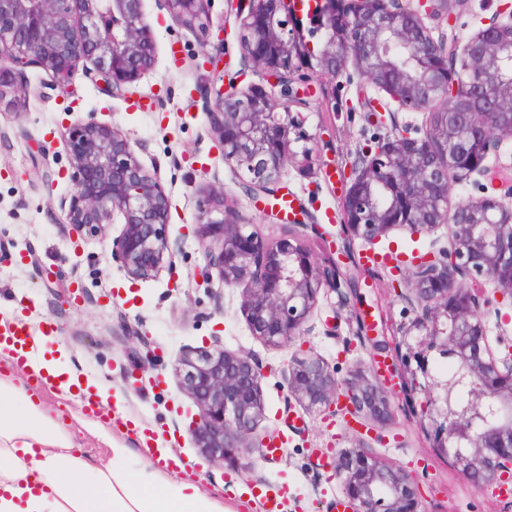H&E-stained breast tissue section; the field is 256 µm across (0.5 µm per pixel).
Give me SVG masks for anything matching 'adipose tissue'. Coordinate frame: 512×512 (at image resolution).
<instances>
[{"label": "adipose tissue", "instance_id": "obj_1", "mask_svg": "<svg viewBox=\"0 0 512 512\" xmlns=\"http://www.w3.org/2000/svg\"><path fill=\"white\" fill-rule=\"evenodd\" d=\"M100 436L111 458L91 455L51 407L0 374V512H215L196 483L131 469L130 449Z\"/></svg>", "mask_w": 512, "mask_h": 512}]
</instances>
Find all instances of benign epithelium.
<instances>
[{
    "instance_id": "obj_1",
    "label": "benign epithelium",
    "mask_w": 512,
    "mask_h": 512,
    "mask_svg": "<svg viewBox=\"0 0 512 512\" xmlns=\"http://www.w3.org/2000/svg\"><path fill=\"white\" fill-rule=\"evenodd\" d=\"M173 20L206 36L224 24L211 18L212 0H162ZM238 37L262 68L264 86L229 84L216 94L210 128L224 163L234 167L248 195L259 198L277 184L288 161L309 160L316 138L301 131L307 72L334 79L353 64L362 79L411 109H432L417 138L404 129L361 152L346 190L343 252L315 262L295 239L269 244L260 225L230 208L224 192L204 197L194 235L203 250L199 269L206 287L243 288L252 336L286 347L308 332L321 288L347 304L359 284L350 245L370 243L396 227L420 233L448 224L450 245L404 271L408 307L397 326L400 359L392 361L399 391L420 401L421 422L434 446L484 488L512 467V359L488 343L479 286L493 281L512 299V186L501 196L461 198L454 189L484 173L490 150L512 139V16L494 20L465 42L436 41L409 0H237ZM405 51L395 63L388 47ZM156 43L143 0H0V107L17 109L16 75L43 70L62 92L77 74L94 73L121 94L153 64ZM71 194L61 200L66 223L80 234L123 224L112 240V259L128 278L147 280L173 268L167 229L171 198L155 169L138 159L116 125L90 115L64 128ZM451 358L457 371L439 377L435 357ZM154 352H134L141 371ZM179 387L196 405L192 431L213 464L260 446L254 437L263 416L261 374L251 357L223 347L183 354ZM288 391L307 412L323 413L342 395L366 421L392 420V389L374 372L336 369L315 354L288 365ZM353 512H422L410 474L381 465L364 448H346L336 459Z\"/></svg>"
}]
</instances>
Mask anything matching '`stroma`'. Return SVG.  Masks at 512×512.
Returning <instances> with one entry per match:
<instances>
[{
    "label": "stroma",
    "mask_w": 512,
    "mask_h": 512,
    "mask_svg": "<svg viewBox=\"0 0 512 512\" xmlns=\"http://www.w3.org/2000/svg\"><path fill=\"white\" fill-rule=\"evenodd\" d=\"M144 9L151 19L156 56L125 96H114L105 85L81 75L65 95L43 70L29 68L18 82L20 112L0 114V304H11L13 316L34 329L51 318L58 334L44 355L61 360L91 386L106 390L124 414L155 429L156 446L169 448L184 462L178 469L161 468V475L197 481L218 512H262L248 493L257 482L287 483L288 512H327L331 499L345 495L333 472L337 453L359 446L382 464L410 472L424 512H512V501L484 494L451 458L433 448L402 393L391 399L392 423L376 433L350 427L336 414L303 412L288 393L295 347L274 348L252 336L241 289H208L194 276L205 259L193 224L209 190L234 197L239 214L260 225L269 240L293 234L316 262H323L320 235L335 233L342 220L343 177L351 173L358 151L389 135L395 124L424 132L428 110L392 102L391 118L379 120L368 115L362 102L383 93L364 84L354 67L336 79L310 72L314 96L304 110L305 129L318 137V161L305 170L288 163L282 176L284 195L294 196L295 207L304 208L307 223H276L269 206L245 194L237 171L225 164L213 141L207 113L217 89L208 62L214 47L173 21L159 0H144ZM420 11L434 38L452 31L464 40L490 18L511 13L512 0H466L449 14L435 0H425ZM211 15L225 26V81L242 89L261 83L262 70L238 41L227 0H213ZM91 112L130 137L138 159L158 169L173 199L168 235L180 251L173 270H162L151 280H131L113 262L112 241L121 225L78 236L63 222L60 202L71 184L57 134L62 125ZM485 164L487 174L458 187L455 197L502 195L512 184V141L490 153ZM358 276L355 306L341 305L335 292L321 289L305 337L306 348L334 367L340 378L353 368L372 366L371 338L393 346V328L405 307L388 270L363 266ZM124 322L163 359L162 366L139 379L128 373L126 353L134 343L121 334ZM216 345L249 353L260 367L264 417L257 433L287 434L276 460L254 448L213 465L195 447L189 424L197 408L180 391L175 368L184 352ZM35 393L70 416V428L85 448L108 454L98 429L75 400L49 386Z\"/></svg>",
    "instance_id": "obj_1"
}]
</instances>
